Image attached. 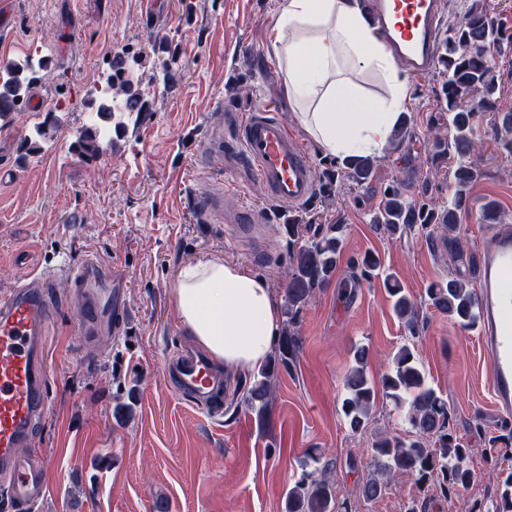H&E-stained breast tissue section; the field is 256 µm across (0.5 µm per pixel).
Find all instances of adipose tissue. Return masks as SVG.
Masks as SVG:
<instances>
[{"label": "adipose tissue", "instance_id": "ef3b65f1", "mask_svg": "<svg viewBox=\"0 0 512 512\" xmlns=\"http://www.w3.org/2000/svg\"><path fill=\"white\" fill-rule=\"evenodd\" d=\"M275 40L288 94L324 154L345 163L381 153L408 88L359 0H285ZM347 69L382 74L388 96L367 98L344 77ZM172 296L183 326L211 357L242 375L265 363L280 320L261 276L219 259L188 263Z\"/></svg>", "mask_w": 512, "mask_h": 512}]
</instances>
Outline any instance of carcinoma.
<instances>
[{
    "label": "carcinoma",
    "instance_id": "1",
    "mask_svg": "<svg viewBox=\"0 0 512 512\" xmlns=\"http://www.w3.org/2000/svg\"><path fill=\"white\" fill-rule=\"evenodd\" d=\"M503 34L494 26L485 0H472L463 17L449 29L443 60L448 71L444 84L441 110L448 113L452 138L448 150L457 155L454 172V190L448 205L436 208L425 202L406 197L393 188L378 204L372 222L393 237L416 226L432 225L455 245L452 259L464 260L459 247V215L469 206L470 189L477 179V171L465 158L474 149L473 128L477 110L495 112V127L503 137L507 149L512 151V107L502 105L497 79L493 74L488 50L501 47ZM7 78L0 83V119L15 111L20 93L28 91V66L22 62L3 65ZM374 161L360 157L347 164V176L363 185L372 174ZM345 225L319 224L317 217L299 215L288 224V251L290 278L286 294V320L279 336L278 350L268 365L253 375L246 389L244 404L256 414L259 422L271 407L279 369H290L297 359V324L301 309L316 289L323 287L335 271L343 247ZM381 262L373 253L364 255L361 276L372 278ZM384 282L393 298L394 312L404 322L411 336L418 335L416 310L410 295L394 275L385 276ZM427 296L439 311L455 319L460 326L474 325L475 290L465 280L452 277L434 282ZM367 349L354 348L352 365L345 375L341 412L353 433L368 426L377 398L383 395L404 413L409 435L380 434L371 448V474L363 482L362 495L376 499L389 490L395 477H413L425 483L432 477L439 479L441 495L448 499L473 481V471L464 461L472 449L453 436L450 428L448 404L426 380L425 372L416 356L414 344L401 345L393 355L389 370L379 380L366 375ZM316 466L302 470L300 478L288 489L285 512H352V506L336 502L333 483L327 476V467L320 459L309 454ZM497 497L493 512H512V464L499 470Z\"/></svg>",
    "mask_w": 512,
    "mask_h": 512
}]
</instances>
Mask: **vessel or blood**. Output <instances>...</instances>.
Returning <instances> with one entry per match:
<instances>
[{"label":"vessel or blood","mask_w":512,"mask_h":512,"mask_svg":"<svg viewBox=\"0 0 512 512\" xmlns=\"http://www.w3.org/2000/svg\"><path fill=\"white\" fill-rule=\"evenodd\" d=\"M442 0H370L372 13L393 56L414 74L429 72L437 58ZM203 153L227 152L282 205L307 203L315 191L311 161L285 122L259 107L241 113L228 129L208 131ZM201 211L212 224H240L239 212L224 209L223 191L202 193ZM478 338L491 363L489 391L499 411L512 413V224L496 218L477 259ZM81 304V335L96 336L124 321L123 303L112 277L94 261L71 271ZM53 310L41 278L0 296V488L13 512H32L48 493L44 460L25 455L39 421L49 410L45 342ZM168 379L187 402L214 406L223 376L200 354L172 364Z\"/></svg>","instance_id":"1"}]
</instances>
